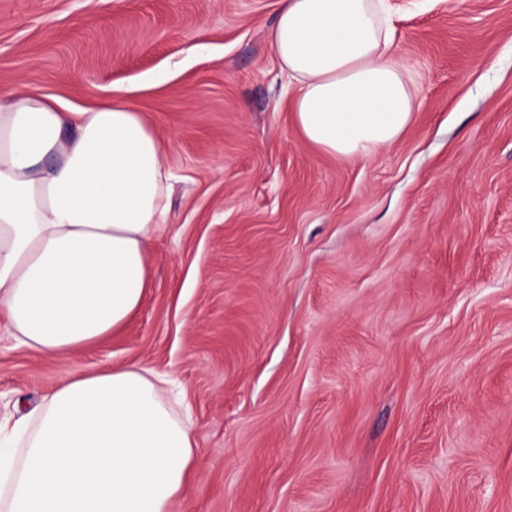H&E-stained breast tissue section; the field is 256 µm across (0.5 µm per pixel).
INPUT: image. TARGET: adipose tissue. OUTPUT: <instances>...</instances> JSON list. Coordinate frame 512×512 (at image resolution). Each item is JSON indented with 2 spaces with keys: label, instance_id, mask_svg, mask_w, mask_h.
<instances>
[{
  "label": "adipose tissue",
  "instance_id": "1",
  "mask_svg": "<svg viewBox=\"0 0 512 512\" xmlns=\"http://www.w3.org/2000/svg\"><path fill=\"white\" fill-rule=\"evenodd\" d=\"M270 41L321 151L369 157L411 124L415 86L377 0H282ZM167 153L127 104L65 112L0 92V314L21 345L71 351L141 305L146 249L169 224ZM168 384L141 364L77 372L0 426V512H169L196 444Z\"/></svg>",
  "mask_w": 512,
  "mask_h": 512
}]
</instances>
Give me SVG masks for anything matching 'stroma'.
<instances>
[{
    "label": "stroma",
    "mask_w": 512,
    "mask_h": 512,
    "mask_svg": "<svg viewBox=\"0 0 512 512\" xmlns=\"http://www.w3.org/2000/svg\"><path fill=\"white\" fill-rule=\"evenodd\" d=\"M388 4L417 110L345 160L290 121L281 0H0V88L123 99L173 175L119 332L0 325L1 420L145 364L194 422L171 512H512V0Z\"/></svg>",
    "instance_id": "1"
}]
</instances>
